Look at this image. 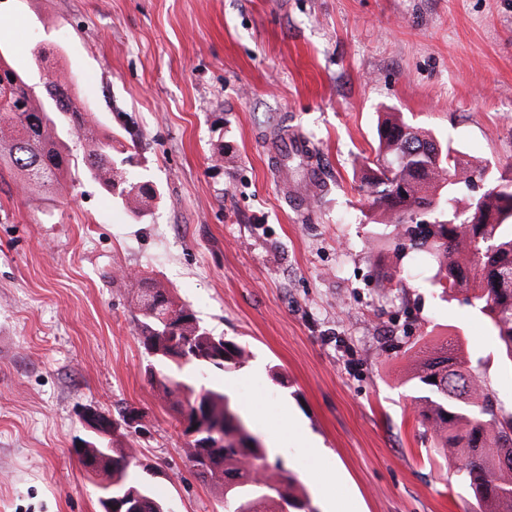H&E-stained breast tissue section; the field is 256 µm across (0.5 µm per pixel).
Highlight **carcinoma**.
Instances as JSON below:
<instances>
[{"label":"carcinoma","instance_id":"cac0c4a2","mask_svg":"<svg viewBox=\"0 0 512 512\" xmlns=\"http://www.w3.org/2000/svg\"><path fill=\"white\" fill-rule=\"evenodd\" d=\"M42 89L0 56V83L11 85L9 101H0V161L41 185H58L72 159L60 144L63 122H69L85 144L82 164L88 174L130 213L147 214L156 191L134 172L130 156L114 154V137L100 134L82 110L68 75L48 72ZM365 177L374 210L373 223L392 227L389 245L396 260L407 253H427L437 265L434 284L441 294L465 295V301L487 317L500 342V362L512 371V178L491 177L458 157L449 144L401 117L385 118L378 129V147ZM484 190L466 207L457 194ZM135 322L141 344L171 333V348L149 358L148 381L175 414L204 395L215 419L224 420V446L192 447L185 442L190 468L224 495V512H316L295 476L268 462V449L254 436L247 420L230 404L224 386L206 387L199 376L206 369L230 372L249 360L245 347L213 335L188 305L167 289L145 279L132 284ZM477 365L461 362L448 344L420 361L412 375L420 395L417 422L431 433L435 448L456 468L474 499L472 512H512V411L504 409L481 377ZM436 381H431V378ZM137 449L86 442L78 462H96L103 473L101 496L123 500L137 491L145 512L165 502L131 471Z\"/></svg>","mask_w":512,"mask_h":512}]
</instances>
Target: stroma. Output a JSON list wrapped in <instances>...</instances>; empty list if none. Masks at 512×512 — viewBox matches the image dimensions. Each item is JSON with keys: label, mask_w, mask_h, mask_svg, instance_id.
Segmentation results:
<instances>
[{"label": "stroma", "mask_w": 512, "mask_h": 512, "mask_svg": "<svg viewBox=\"0 0 512 512\" xmlns=\"http://www.w3.org/2000/svg\"><path fill=\"white\" fill-rule=\"evenodd\" d=\"M0 15V53L36 83L30 49H48L158 189L134 217L79 166L72 135L61 186L0 169V512H101L99 478L72 453L85 408L138 411L113 443L137 448L133 470L169 512H224L145 376L132 274L246 347L225 386L316 512H471L409 378L452 338L512 410V372L431 265L374 248L360 185L384 112L492 174L512 165V0H0ZM284 133L310 160L282 175Z\"/></svg>", "instance_id": "1"}]
</instances>
